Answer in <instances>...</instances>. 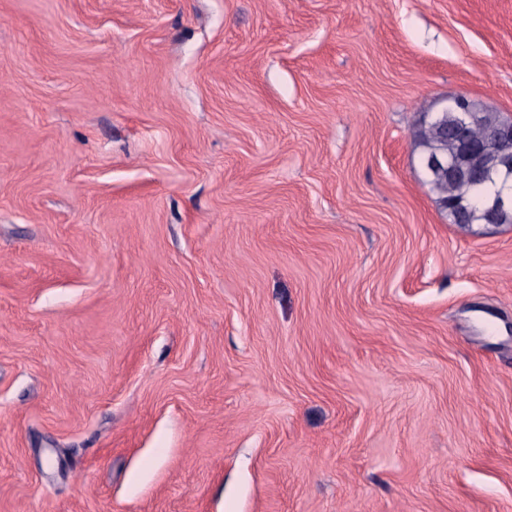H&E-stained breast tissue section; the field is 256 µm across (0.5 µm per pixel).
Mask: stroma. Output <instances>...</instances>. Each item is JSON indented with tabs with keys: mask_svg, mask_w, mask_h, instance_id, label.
Here are the masks:
<instances>
[{
	"mask_svg": "<svg viewBox=\"0 0 512 512\" xmlns=\"http://www.w3.org/2000/svg\"><path fill=\"white\" fill-rule=\"evenodd\" d=\"M459 94L512 115V0H0V512H512ZM469 99L466 95L454 97L441 112H436L419 126L415 133V143L422 148L421 162L425 170L424 163H427L429 157L436 153L448 156H432L428 165L432 171L452 170L457 167L456 160L448 159V157L456 158L459 154L455 135L457 118L461 130L466 131L476 124L475 112H479L470 106ZM448 110L451 112H447Z\"/></svg>",
	"mask_w": 512,
	"mask_h": 512,
	"instance_id": "stroma-1",
	"label": "stroma"
}]
</instances>
